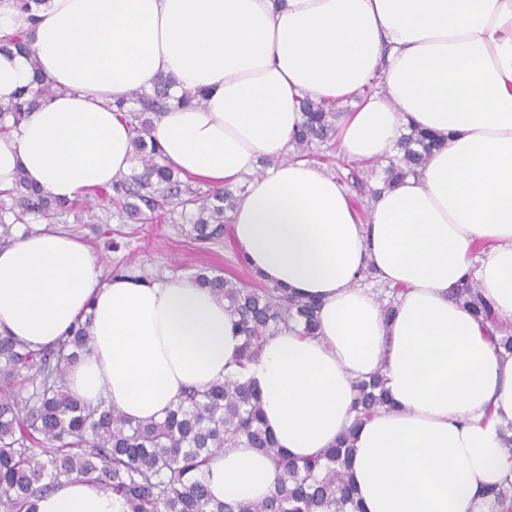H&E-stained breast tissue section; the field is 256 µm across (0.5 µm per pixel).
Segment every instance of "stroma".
Returning a JSON list of instances; mask_svg holds the SVG:
<instances>
[{"instance_id":"1","label":"stroma","mask_w":512,"mask_h":512,"mask_svg":"<svg viewBox=\"0 0 512 512\" xmlns=\"http://www.w3.org/2000/svg\"><path fill=\"white\" fill-rule=\"evenodd\" d=\"M98 212L97 197H89L83 210L64 214L58 226L87 243L104 277L118 268L152 281L190 279L204 267L222 275L247 273L223 242L200 243L187 236L185 221L134 224L115 216L104 226L95 220Z\"/></svg>"}]
</instances>
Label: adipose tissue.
Segmentation results:
<instances>
[{"label":"adipose tissue","instance_id":"ef3b65f1","mask_svg":"<svg viewBox=\"0 0 512 512\" xmlns=\"http://www.w3.org/2000/svg\"><path fill=\"white\" fill-rule=\"evenodd\" d=\"M28 24L0 0V37L29 29L57 93L0 136V191L18 173L71 199L134 164L115 99L150 87L204 92L162 112L166 164L234 188L259 157L287 153L304 95L357 99L337 137L350 159L391 153L407 126L443 134L422 175L372 200L306 161L252 176L229 214L239 253L266 283L319 302L318 334L270 337L245 368L223 299L193 281L103 278L77 236L41 230L0 249V333L38 349L84 314L94 342L67 369L69 392L134 420L157 419L187 388L236 372L260 391L279 448L309 458L354 429L363 512H488L487 487L512 475V356L453 290L473 276L512 323V0H47ZM383 91L364 96L371 81ZM401 287L391 319L374 290ZM383 373L390 407L363 420L357 381ZM214 499L274 491L269 455H215ZM36 512H126L88 479L37 498Z\"/></svg>","mask_w":512,"mask_h":512}]
</instances>
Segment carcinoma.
Returning a JSON list of instances; mask_svg holds the SVG:
<instances>
[{"label":"carcinoma","mask_w":512,"mask_h":512,"mask_svg":"<svg viewBox=\"0 0 512 512\" xmlns=\"http://www.w3.org/2000/svg\"><path fill=\"white\" fill-rule=\"evenodd\" d=\"M47 0H15L30 24ZM31 52L29 32L19 30L0 39V51ZM7 103H0L3 120L16 126L56 89L39 73ZM169 80L157 76L152 91L133 90L112 103L129 120L138 167L112 185L105 197L117 201L131 219H160L167 207L190 214L187 235L201 243L231 240L227 213L237 197L224 188L205 196L183 185L162 163V148L153 138V120L168 107ZM301 122L291 145L303 158L336 134L338 103L311 96L300 100ZM447 138L410 126L397 153L382 167L380 186L369 185L374 170L358 167L338 177L370 198L392 189L410 176H419L433 152ZM11 206L0 212V247L16 242L13 226L28 218L52 221L72 204L31 184L18 174L8 191ZM195 282L224 299L225 310L242 337L235 363L251 361L269 337L296 325L316 335L318 303L285 288L261 285L254 273L243 279L201 272ZM465 308L498 336L497 353L512 355V324L499 321L476 280L467 277L454 292ZM91 320L78 321L54 346L33 349L0 334V512H35L34 500L64 479L90 478L121 497L128 512H361L349 469L354 430L343 433L336 445L319 455L296 459L275 446L262 419V403L251 382L228 376L205 390L190 389L163 418L133 422L101 401L95 406L74 398L67 390L68 365L89 351ZM390 404L385 379L375 375L356 384L355 421ZM242 444L272 456L276 479L273 494L261 501L224 503L211 499L204 467L217 453ZM491 512H512V479L486 490Z\"/></svg>","instance_id":"carcinoma-1"}]
</instances>
